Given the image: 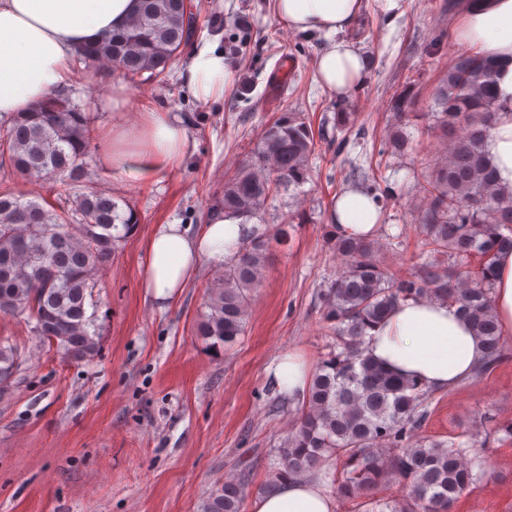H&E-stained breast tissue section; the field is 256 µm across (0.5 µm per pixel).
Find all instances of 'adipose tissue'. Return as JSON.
Masks as SVG:
<instances>
[{"label":"adipose tissue","mask_w":512,"mask_h":512,"mask_svg":"<svg viewBox=\"0 0 512 512\" xmlns=\"http://www.w3.org/2000/svg\"><path fill=\"white\" fill-rule=\"evenodd\" d=\"M137 0H0V122L31 111L49 92L66 89L78 47L96 42L131 19ZM276 18L288 29L323 35L319 78L330 92L347 95L364 77L366 61L344 37L360 17L362 0H273ZM456 41L496 66L499 118L486 149L501 187L512 189V0H465L452 27ZM195 97L223 92L229 72L212 41L194 46L181 72ZM112 114L99 148L103 168L137 184L162 181L196 143L185 119L167 112L138 111L122 84L112 86ZM379 208L375 199L348 188L336 196L329 222L337 234L373 237ZM262 224L213 209L199 230L182 224L154 225L145 242L141 286L156 304L184 288L201 263L223 267L248 239L265 233ZM494 307L503 335H512V251L496 262ZM364 350L388 369L416 379L425 390L448 392L470 378L485 345L457 305L436 299L399 302L366 331ZM312 374L300 354H285L273 381L279 390L304 393ZM252 512H336L335 498L308 478H286L255 499Z\"/></svg>","instance_id":"1"}]
</instances>
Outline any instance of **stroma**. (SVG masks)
Returning <instances> with one entry per match:
<instances>
[{"mask_svg":"<svg viewBox=\"0 0 512 512\" xmlns=\"http://www.w3.org/2000/svg\"><path fill=\"white\" fill-rule=\"evenodd\" d=\"M200 16L196 41L215 39L231 72L222 95L198 99L183 91L179 56L166 83H126L144 109L188 119L196 150L178 169L151 186L129 184L89 168L98 185L138 222L102 271L94 325L97 353L63 359L40 342L25 319L0 315V344L18 360L0 380V512H203L210 491L254 466L247 501L263 493L276 448L297 419L302 398L279 391L268 371L288 352L318 364L335 337L323 319L321 292L340 266L328 240L329 206L346 188L351 165L366 164L381 147L392 120L391 98L417 77L418 111L433 104L448 62L459 48L447 0H364L347 38L368 61L363 82L336 97L318 81L322 36L288 29L273 0H193ZM120 72L104 75L70 64L71 98L105 129L107 93ZM281 112H302L315 132L316 152L307 180L269 198L268 264L256 288L244 336L212 349L196 334L209 292L222 270L201 264L174 300L158 307L140 286L145 240L153 225L199 226L224 180L246 159L261 129ZM354 112L356 124L336 126ZM417 147L391 156L383 175L394 184L377 227L378 238L400 235L381 260L397 276L411 271L421 248L414 207L422 196L415 171L428 167L424 127H411ZM346 141L337 151L338 141ZM297 223H289V215ZM422 433L439 441L461 432L479 439L474 451L485 476L454 512H512V436L495 433L512 420V335L490 373L455 390L430 393Z\"/></svg>","mask_w":512,"mask_h":512,"instance_id":"1","label":"stroma"}]
</instances>
